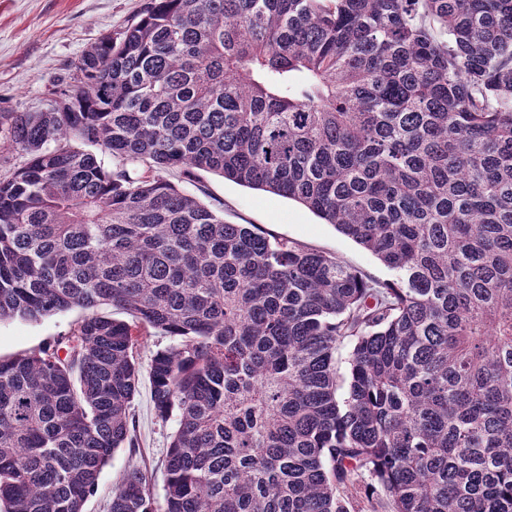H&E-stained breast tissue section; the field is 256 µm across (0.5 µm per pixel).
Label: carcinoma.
Wrapping results in <instances>:
<instances>
[{
    "mask_svg": "<svg viewBox=\"0 0 512 512\" xmlns=\"http://www.w3.org/2000/svg\"><path fill=\"white\" fill-rule=\"evenodd\" d=\"M75 69L0 113L27 156L0 321L85 311L0 359V512H84L149 328L180 338L149 367L165 495L131 466L111 512H512V0H149ZM173 168L287 196L393 278L226 223Z\"/></svg>",
    "mask_w": 512,
    "mask_h": 512,
    "instance_id": "obj_1",
    "label": "carcinoma"
}]
</instances>
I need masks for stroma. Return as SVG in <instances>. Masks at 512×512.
Listing matches in <instances>:
<instances>
[{"mask_svg": "<svg viewBox=\"0 0 512 512\" xmlns=\"http://www.w3.org/2000/svg\"><path fill=\"white\" fill-rule=\"evenodd\" d=\"M147 0H0V112H42L76 75L82 53L100 38L117 35L145 8ZM184 193L217 210L230 224H254L265 232L301 243L334 257L372 279L392 273L375 256L333 225L286 197L254 190L201 172L194 179L171 174ZM81 308L37 321L0 322V357L38 350L68 335L82 317ZM176 337L150 332L141 337L136 357L142 370L131 406L134 448L117 449L103 467L85 512H109L112 490L130 465L142 468L155 498L165 488L164 463L177 427L161 420L151 398L147 370L153 356L176 346Z\"/></svg>", "mask_w": 512, "mask_h": 512, "instance_id": "35a3bbf8", "label": "stroma"}]
</instances>
